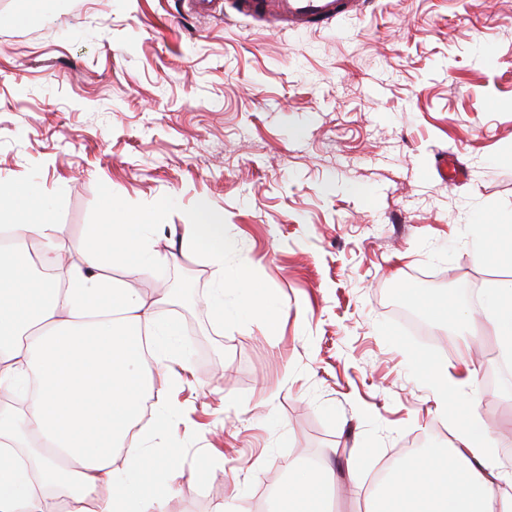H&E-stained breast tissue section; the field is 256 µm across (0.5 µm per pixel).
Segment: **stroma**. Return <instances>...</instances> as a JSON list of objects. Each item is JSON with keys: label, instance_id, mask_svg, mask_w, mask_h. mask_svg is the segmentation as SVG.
I'll return each instance as SVG.
<instances>
[{"label": "stroma", "instance_id": "1", "mask_svg": "<svg viewBox=\"0 0 512 512\" xmlns=\"http://www.w3.org/2000/svg\"><path fill=\"white\" fill-rule=\"evenodd\" d=\"M445 154L462 179L442 180ZM1 180L39 190L67 263L120 209L168 255L112 270L149 300L180 289L161 312L184 365L167 512L254 506L290 463L338 469L354 448L368 455L338 512H366L374 467L443 447L472 413L512 436V369L470 293L512 279V0H374L307 29L184 0H0ZM200 201L224 217L220 320L211 254L180 252ZM448 299L482 335L471 377L431 309ZM435 365L470 379L479 409L441 395Z\"/></svg>", "mask_w": 512, "mask_h": 512}]
</instances>
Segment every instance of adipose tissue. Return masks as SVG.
Masks as SVG:
<instances>
[{"label":"adipose tissue","instance_id":"ef3b65f1","mask_svg":"<svg viewBox=\"0 0 512 512\" xmlns=\"http://www.w3.org/2000/svg\"><path fill=\"white\" fill-rule=\"evenodd\" d=\"M197 217L183 227V252L203 244L223 260V217L204 203ZM89 235L94 247L78 268L60 258L62 225L28 216L0 225V395L27 396L0 415V512H165L180 476L173 449L140 447L132 433L144 390L161 394L175 381L178 329L160 324L158 301L108 274L132 254L142 270L164 258L127 213ZM36 263L62 287H29ZM487 297L492 332L511 357L512 281ZM503 444L477 423L460 428L450 447L397 464L370 491L369 512H512V468L495 453ZM335 483L328 468L292 464L285 494L308 512H331Z\"/></svg>","mask_w":512,"mask_h":512}]
</instances>
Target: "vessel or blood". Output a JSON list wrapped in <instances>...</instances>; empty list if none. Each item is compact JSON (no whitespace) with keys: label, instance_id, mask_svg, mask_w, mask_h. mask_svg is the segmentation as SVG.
I'll return each mask as SVG.
<instances>
[{"label":"vessel or blood","instance_id":"obj_1","mask_svg":"<svg viewBox=\"0 0 512 512\" xmlns=\"http://www.w3.org/2000/svg\"><path fill=\"white\" fill-rule=\"evenodd\" d=\"M370 0H237L245 19L273 18L291 25H320L346 15H365Z\"/></svg>","mask_w":512,"mask_h":512}]
</instances>
